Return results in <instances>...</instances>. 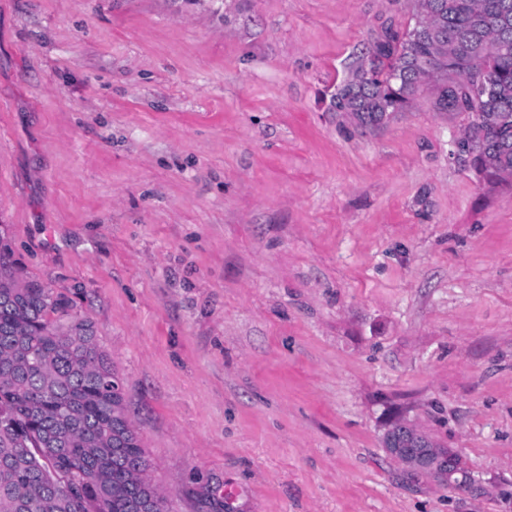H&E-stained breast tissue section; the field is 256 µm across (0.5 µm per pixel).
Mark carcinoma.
<instances>
[{
	"label": "carcinoma",
	"instance_id": "carcinoma-1",
	"mask_svg": "<svg viewBox=\"0 0 512 512\" xmlns=\"http://www.w3.org/2000/svg\"><path fill=\"white\" fill-rule=\"evenodd\" d=\"M332 95L379 125L436 82L435 106L472 120L457 152L512 178V0H417ZM74 299L24 272L0 224V512H169L126 414L123 386Z\"/></svg>",
	"mask_w": 512,
	"mask_h": 512
}]
</instances>
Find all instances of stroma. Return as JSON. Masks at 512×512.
<instances>
[{"label":"stroma","instance_id":"stroma-1","mask_svg":"<svg viewBox=\"0 0 512 512\" xmlns=\"http://www.w3.org/2000/svg\"><path fill=\"white\" fill-rule=\"evenodd\" d=\"M416 0H0V224L78 290L170 512H512V185L426 85L330 96ZM405 419L465 487L409 475Z\"/></svg>","mask_w":512,"mask_h":512}]
</instances>
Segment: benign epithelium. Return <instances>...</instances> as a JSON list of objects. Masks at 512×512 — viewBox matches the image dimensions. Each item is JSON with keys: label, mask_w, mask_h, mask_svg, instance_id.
<instances>
[{"label": "benign epithelium", "mask_w": 512, "mask_h": 512, "mask_svg": "<svg viewBox=\"0 0 512 512\" xmlns=\"http://www.w3.org/2000/svg\"><path fill=\"white\" fill-rule=\"evenodd\" d=\"M386 452L410 472L449 478L461 468L460 455L432 446L409 421L392 426L384 437Z\"/></svg>", "instance_id": "benign-epithelium-1"}]
</instances>
